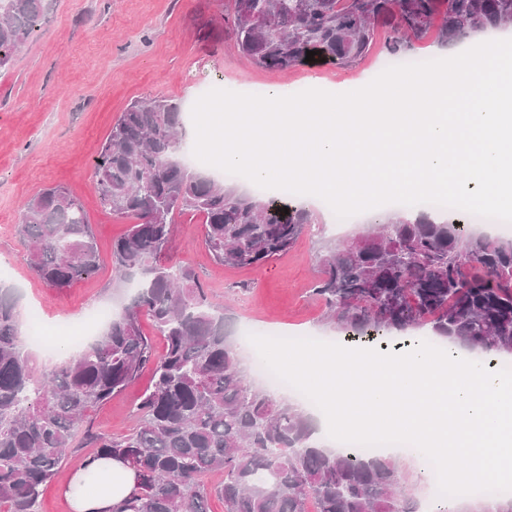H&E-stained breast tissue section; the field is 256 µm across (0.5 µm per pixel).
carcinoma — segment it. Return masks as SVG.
Here are the masks:
<instances>
[{
	"instance_id": "1",
	"label": "carcinoma",
	"mask_w": 512,
	"mask_h": 512,
	"mask_svg": "<svg viewBox=\"0 0 512 512\" xmlns=\"http://www.w3.org/2000/svg\"><path fill=\"white\" fill-rule=\"evenodd\" d=\"M44 0H0V70L35 34ZM240 56L290 71L306 52L340 68L376 42L405 55L434 38L460 42L512 27V0H232L224 18ZM185 113L170 97L132 101L95 160L101 204L136 222L112 244L116 280L139 290L122 314L61 365L37 371L21 337L18 297L0 287V512H39L43 488L89 410L154 378L132 432L96 438L94 457L128 462L137 487L121 512H419L401 491L387 451L331 450L314 436L309 410L250 383L237 346L193 270L165 266L176 216L197 215L212 259L261 267L287 253L311 223L286 198H258L178 159ZM378 230L321 254L313 292L326 322L350 339L377 340L426 328L468 350L512 354V241L469 229L461 210H403ZM18 231L38 279L67 288L95 273L99 254L80 200L63 186L41 190ZM147 317L165 340L156 355ZM224 474L208 488L202 477Z\"/></svg>"
}]
</instances>
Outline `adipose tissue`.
Returning a JSON list of instances; mask_svg holds the SVG:
<instances>
[{
  "mask_svg": "<svg viewBox=\"0 0 512 512\" xmlns=\"http://www.w3.org/2000/svg\"><path fill=\"white\" fill-rule=\"evenodd\" d=\"M100 475L109 478L106 489L96 494L86 493L84 483ZM136 484V473L128 464L115 458L98 457L85 469L71 475L62 494L71 512H115L117 506L132 494Z\"/></svg>",
  "mask_w": 512,
  "mask_h": 512,
  "instance_id": "adipose-tissue-1",
  "label": "adipose tissue"
}]
</instances>
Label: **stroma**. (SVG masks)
<instances>
[{"instance_id": "obj_1", "label": "stroma", "mask_w": 512, "mask_h": 512, "mask_svg": "<svg viewBox=\"0 0 512 512\" xmlns=\"http://www.w3.org/2000/svg\"><path fill=\"white\" fill-rule=\"evenodd\" d=\"M230 0H45L40 29L0 73V284L19 296L21 330L48 331L80 325L86 312L121 307L133 288L117 287L112 243L128 220L106 210L95 189L94 162L102 142L135 99L167 96L191 109L202 90L298 81L330 93L364 87L383 63L381 49L359 65L272 71L247 62L222 27ZM62 185L83 204L97 241L99 267L61 290L43 285L29 264L17 233L24 204L41 189ZM327 235L307 230L295 246L260 268L225 267L203 244V226L186 213L174 226L163 260L192 268L211 305L247 360L250 382L261 383L247 334L307 329L336 337L323 320L311 288ZM152 380L144 368L125 391L91 411L77 430L66 458L46 488L39 512H71L60 488L92 453L89 437L120 436L137 424L140 397Z\"/></svg>"}]
</instances>
